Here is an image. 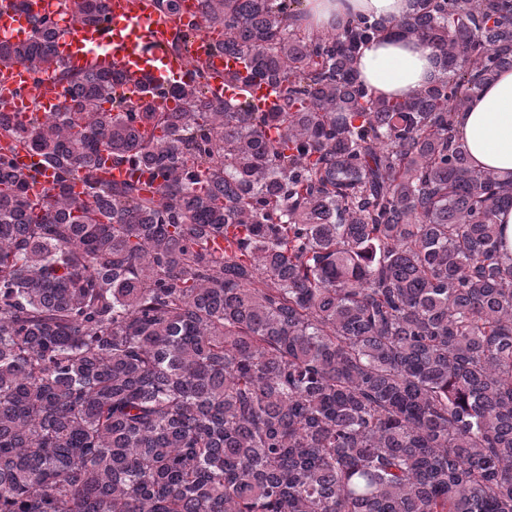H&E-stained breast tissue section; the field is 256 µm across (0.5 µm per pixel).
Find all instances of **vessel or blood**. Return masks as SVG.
Returning <instances> with one entry per match:
<instances>
[{
  "label": "vessel or blood",
  "instance_id": "1",
  "mask_svg": "<svg viewBox=\"0 0 512 512\" xmlns=\"http://www.w3.org/2000/svg\"><path fill=\"white\" fill-rule=\"evenodd\" d=\"M61 0H27L22 10L0 7V36L11 40L29 38L32 20L47 16L58 19ZM189 28L188 51L174 53L170 43L177 36L178 25ZM58 56L72 70L90 69L123 72L116 92H131L136 84L151 82L164 87L184 81L193 61H204L210 73L212 97L226 100L232 90L224 85V75L240 68L239 61L224 51L221 33L204 29L198 6H182L180 21L164 16L156 0H105V12L95 24L74 20L60 22L56 39ZM62 90L52 74L38 71L29 64H18L0 77V110L13 116L28 115L33 104L42 111L54 109ZM17 169L38 172L39 188L49 187L50 171L42 170L36 156L19 154Z\"/></svg>",
  "mask_w": 512,
  "mask_h": 512
}]
</instances>
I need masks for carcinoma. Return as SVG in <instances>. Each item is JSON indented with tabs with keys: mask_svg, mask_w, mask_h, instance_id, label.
<instances>
[{
	"mask_svg": "<svg viewBox=\"0 0 512 512\" xmlns=\"http://www.w3.org/2000/svg\"><path fill=\"white\" fill-rule=\"evenodd\" d=\"M300 4L200 0L244 63L228 102L200 61L117 100L46 17L0 40V73L63 89L0 112L54 174L42 202L0 156V512H512V185L453 122L512 66V0H411L393 29L442 76L401 99L354 69L381 23ZM105 156L149 178L105 183ZM61 93L51 73L40 72L27 63L17 64L2 78L0 109L15 117L28 116L36 100L42 112H49L60 101Z\"/></svg>",
	"mask_w": 512,
	"mask_h": 512,
	"instance_id": "carcinoma-1",
	"label": "carcinoma"
}]
</instances>
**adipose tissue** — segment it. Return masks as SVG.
I'll return each instance as SVG.
<instances>
[{"label":"adipose tissue","mask_w":512,"mask_h":512,"mask_svg":"<svg viewBox=\"0 0 512 512\" xmlns=\"http://www.w3.org/2000/svg\"><path fill=\"white\" fill-rule=\"evenodd\" d=\"M302 7L313 30L344 25L356 13L384 24V31L361 50L356 61L359 81L375 95L402 98L440 74L431 49L391 33L394 23L409 11V0H303ZM455 131L475 168L512 182V69L498 72L456 112Z\"/></svg>","instance_id":"1"}]
</instances>
